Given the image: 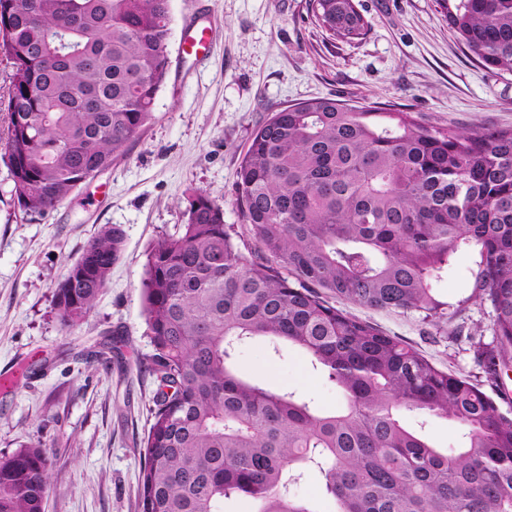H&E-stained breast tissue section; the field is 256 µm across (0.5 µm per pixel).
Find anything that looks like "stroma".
Returning a JSON list of instances; mask_svg holds the SVG:
<instances>
[{
	"instance_id": "obj_1",
	"label": "stroma",
	"mask_w": 512,
	"mask_h": 512,
	"mask_svg": "<svg viewBox=\"0 0 512 512\" xmlns=\"http://www.w3.org/2000/svg\"><path fill=\"white\" fill-rule=\"evenodd\" d=\"M368 22L353 40L333 37L314 0H171L169 71L153 118L116 159L53 213L24 214L0 161V454L41 443L51 468L44 512H140L142 441L155 384L142 314L146 252L185 223L187 195L204 191L224 209L234 243L250 253L233 191L256 127L272 112L333 98L410 113L445 130L512 128V72L483 66L460 43L438 0H355ZM209 27L198 57L184 40ZM120 225L125 247L87 319L63 330L54 284L102 225ZM475 256L457 255L437 285L448 304L444 330L413 314L355 316L418 348L438 368L479 380L468 335L492 340L490 302L472 299ZM234 362L250 378L339 405L336 390L300 351L271 353L253 341Z\"/></svg>"
}]
</instances>
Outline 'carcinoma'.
<instances>
[{
  "mask_svg": "<svg viewBox=\"0 0 512 512\" xmlns=\"http://www.w3.org/2000/svg\"><path fill=\"white\" fill-rule=\"evenodd\" d=\"M332 36L366 23L354 0H314ZM487 67L512 72V0H439ZM171 0H0V158L14 201L43 217L112 162L152 119L169 65ZM235 195L254 241L245 256L224 210L187 195V222L149 249L143 314L156 383L144 441L141 512H316L290 494L320 476L336 512H512V129L432 130L404 112L334 99L288 106L257 127ZM125 243L106 224L53 286L71 330L107 287ZM478 253L473 296L490 302L493 342L475 343L485 384L437 368L341 303L448 322L436 285L455 255ZM302 351L340 396L324 410L241 377L236 348ZM450 418V454L404 413ZM42 445L0 455V512H44Z\"/></svg>",
  "mask_w": 512,
  "mask_h": 512,
  "instance_id": "carcinoma-1",
  "label": "carcinoma"
}]
</instances>
